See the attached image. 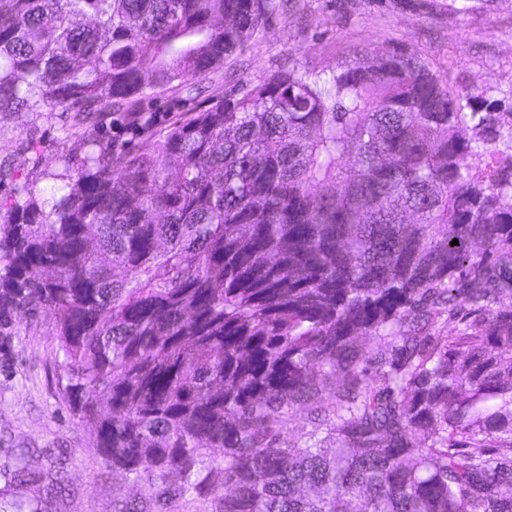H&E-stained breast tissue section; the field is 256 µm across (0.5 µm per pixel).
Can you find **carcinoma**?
I'll return each instance as SVG.
<instances>
[{
	"label": "carcinoma",
	"mask_w": 512,
	"mask_h": 512,
	"mask_svg": "<svg viewBox=\"0 0 512 512\" xmlns=\"http://www.w3.org/2000/svg\"><path fill=\"white\" fill-rule=\"evenodd\" d=\"M279 6L0 0V112L93 128L51 200L0 204V317L51 314L73 416L144 493L113 512H512V165L469 163L512 112L406 51L141 110ZM123 113L114 112L108 116L103 127L100 128L102 134L112 139L119 146L131 147L139 141L138 135L126 124L123 119ZM279 429L281 438L291 440L299 437L301 433L311 431L313 424L308 418L306 408L298 405L288 410V415L283 419Z\"/></svg>",
	"instance_id": "cac0c4a2"
}]
</instances>
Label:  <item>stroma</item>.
I'll list each match as a JSON object with an SVG mask.
<instances>
[{"instance_id": "35a3bbf8", "label": "stroma", "mask_w": 512, "mask_h": 512, "mask_svg": "<svg viewBox=\"0 0 512 512\" xmlns=\"http://www.w3.org/2000/svg\"><path fill=\"white\" fill-rule=\"evenodd\" d=\"M283 6L221 71L178 91L149 93L146 110L159 126L208 97L211 90L251 87L288 69L328 75L378 52L417 54L456 88H477L512 103V0H282ZM80 131L65 113L53 118L0 113V163L14 190L50 195L51 174L77 168ZM56 344L47 322L0 328V512H112L115 493L139 489L95 448L94 430L73 418L61 390ZM53 478L64 475L65 496L12 481L17 467Z\"/></svg>"}]
</instances>
